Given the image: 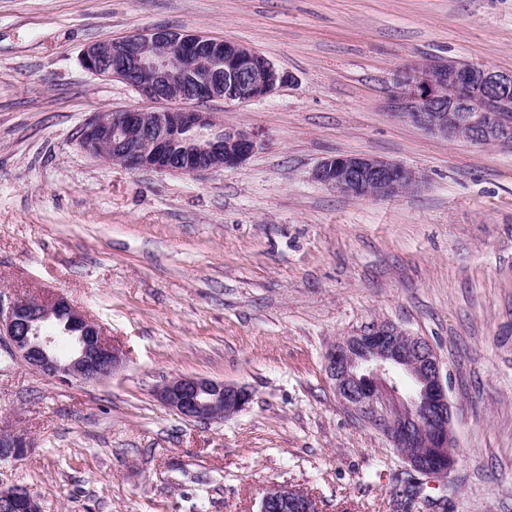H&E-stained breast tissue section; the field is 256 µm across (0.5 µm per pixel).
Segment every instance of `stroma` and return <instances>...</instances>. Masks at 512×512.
<instances>
[{"instance_id":"stroma-1","label":"stroma","mask_w":512,"mask_h":512,"mask_svg":"<svg viewBox=\"0 0 512 512\" xmlns=\"http://www.w3.org/2000/svg\"><path fill=\"white\" fill-rule=\"evenodd\" d=\"M148 28L256 48L291 79L225 125L260 146L198 176L131 173L84 153L95 112L140 106L83 49ZM439 58L512 70V0H0V293L61 295L126 358L108 382L51 380L0 341V459L42 512H258L277 485L324 512H512V148L431 137L386 107L395 71ZM418 171L388 199L313 181L324 158ZM389 322L448 373L456 463L411 473L336 396L331 345ZM248 387L223 420L188 421L178 376ZM31 443L26 434L21 432L0 433V458L20 457L24 455Z\"/></svg>"}]
</instances>
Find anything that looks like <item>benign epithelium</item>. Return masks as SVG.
<instances>
[{
    "label": "benign epithelium",
    "instance_id": "1",
    "mask_svg": "<svg viewBox=\"0 0 512 512\" xmlns=\"http://www.w3.org/2000/svg\"><path fill=\"white\" fill-rule=\"evenodd\" d=\"M82 64L91 73L117 78L148 104L123 112L103 111L82 127L81 149L130 172L195 176L235 168L258 148L257 137L220 123L207 105H243L273 95L289 75L246 45L169 29H149L115 43L88 45ZM390 115L426 134L475 144H512V70L484 65L464 68L450 59L399 68L388 97ZM313 179L352 198L386 199L415 188L414 169L385 158L336 155L323 159ZM57 319L70 334L72 351L61 357L56 336L33 328ZM0 339L13 359L42 375L67 381L104 383L125 355L102 327L68 300L4 299L0 294ZM325 372L338 398L376 426L402 450L416 472L439 477L455 465L448 386L443 363L421 336L380 323L333 345ZM160 401L194 421L230 417L251 402L243 385L197 376H179L157 393ZM31 443L21 432L0 433V458L20 457ZM3 512H41L25 488L0 487ZM259 512H323L309 492L292 485L267 491Z\"/></svg>",
    "mask_w": 512,
    "mask_h": 512
}]
</instances>
